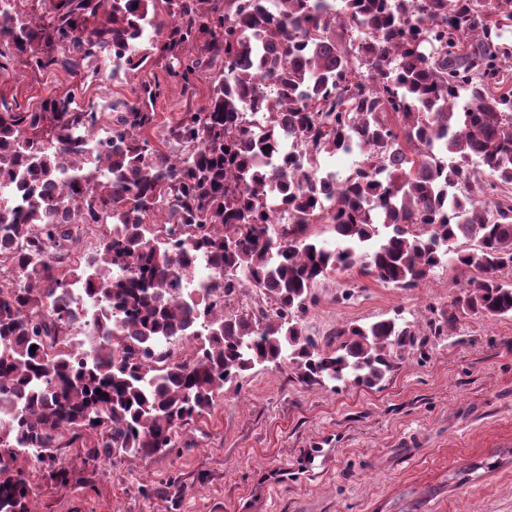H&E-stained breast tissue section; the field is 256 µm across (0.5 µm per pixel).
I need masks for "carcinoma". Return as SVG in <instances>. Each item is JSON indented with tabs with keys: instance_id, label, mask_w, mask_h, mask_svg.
<instances>
[{
	"instance_id": "cac0c4a2",
	"label": "carcinoma",
	"mask_w": 512,
	"mask_h": 512,
	"mask_svg": "<svg viewBox=\"0 0 512 512\" xmlns=\"http://www.w3.org/2000/svg\"><path fill=\"white\" fill-rule=\"evenodd\" d=\"M2 44L34 73L110 65V48L125 70L165 61L186 92L213 78L168 153L148 139L156 78L109 112L71 90L32 112L0 101V179L22 194L21 210L0 207V269L18 277L0 283V512H36L29 453L61 486L60 448L93 468L148 458L258 365L380 384L421 332L393 317L320 344L304 315L335 272L412 288L452 262L478 277L427 323L435 335L465 315L512 317V0H55L0 11ZM99 123L112 145L91 158L79 132ZM356 150L345 177L320 162ZM105 217L96 253L75 259L73 226ZM311 224L332 225L335 244ZM202 256L216 272L193 288ZM73 288L100 307L86 362ZM245 288L261 302L226 312ZM177 338L190 352L160 365Z\"/></svg>"
}]
</instances>
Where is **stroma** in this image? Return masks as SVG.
Wrapping results in <instances>:
<instances>
[{
    "mask_svg": "<svg viewBox=\"0 0 512 512\" xmlns=\"http://www.w3.org/2000/svg\"><path fill=\"white\" fill-rule=\"evenodd\" d=\"M0 100L38 109L49 92L81 86L82 101L132 103L161 65L109 78L34 74L10 64ZM209 77L195 94L166 86L152 136L207 106ZM473 274L436 268L413 288L361 274L318 282L305 318L328 340L336 327L401 316L422 325L448 308ZM58 460V487L28 470L37 512H512V317L460 318L451 335L426 337L379 385L299 383L290 370L259 366L225 386L211 414L180 427L173 448L85 469L76 449ZM466 471V483L454 474Z\"/></svg>",
    "mask_w": 512,
    "mask_h": 512,
    "instance_id": "obj_1",
    "label": "stroma"
}]
</instances>
